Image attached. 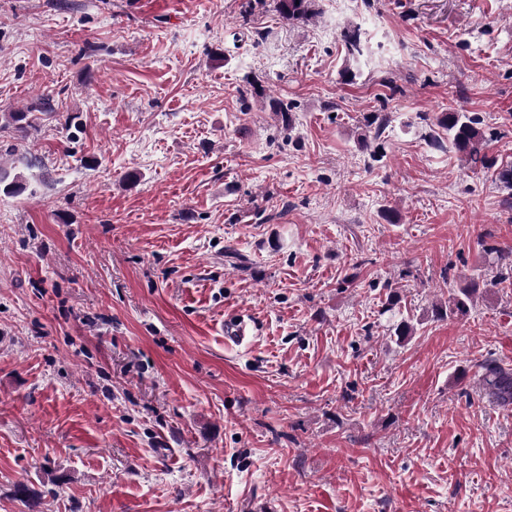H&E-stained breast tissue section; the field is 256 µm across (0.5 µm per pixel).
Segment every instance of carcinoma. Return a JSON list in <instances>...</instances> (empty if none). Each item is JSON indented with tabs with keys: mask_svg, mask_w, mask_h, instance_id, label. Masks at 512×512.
<instances>
[{
	"mask_svg": "<svg viewBox=\"0 0 512 512\" xmlns=\"http://www.w3.org/2000/svg\"><path fill=\"white\" fill-rule=\"evenodd\" d=\"M308 4L309 0H278V10L283 19L290 21L304 16L308 11ZM344 41L350 55L359 57L363 54L364 46L359 30L345 32ZM482 123L480 117L467 112H441L435 117V126L448 133V138L434 134L430 136L429 142L433 147L443 150L446 147L445 141L448 140L469 163L487 168L492 165V161L485 152L487 138L481 130ZM486 250L496 254L498 268L497 276L487 287L495 288L505 282L512 284V250H503L491 244L486 245ZM479 288V283L474 280L460 288L445 310V315H466ZM480 369L484 396L499 406L512 405V368L486 360L480 364Z\"/></svg>",
	"mask_w": 512,
	"mask_h": 512,
	"instance_id": "carcinoma-1",
	"label": "carcinoma"
}]
</instances>
